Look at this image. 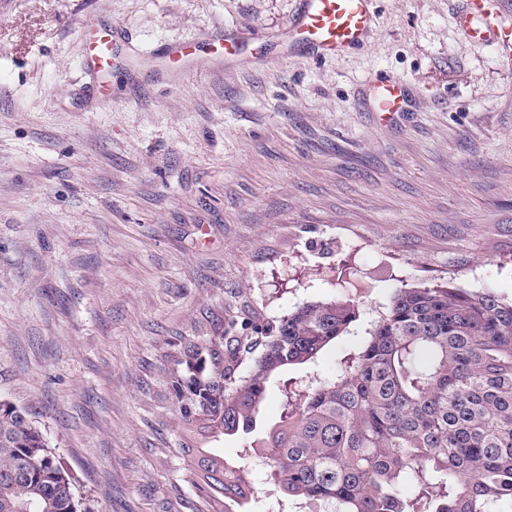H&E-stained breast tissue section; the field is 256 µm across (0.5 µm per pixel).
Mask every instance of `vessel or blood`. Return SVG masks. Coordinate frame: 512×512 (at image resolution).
I'll list each match as a JSON object with an SVG mask.
<instances>
[{
	"label": "vessel or blood",
	"mask_w": 512,
	"mask_h": 512,
	"mask_svg": "<svg viewBox=\"0 0 512 512\" xmlns=\"http://www.w3.org/2000/svg\"><path fill=\"white\" fill-rule=\"evenodd\" d=\"M372 0H302L299 20L288 31L291 41L326 55H337L361 44L372 23ZM502 13L482 10L479 0H472L462 20L468 38L493 41L502 45L512 42V30L502 22ZM85 42V65L100 76L97 92L101 100H109L110 88L103 77L112 70L114 44L122 33L118 27L101 26L85 20L81 23ZM164 55L172 71L196 56V46L184 43L165 49ZM373 109L383 114L400 111L404 87L397 78L376 82L372 86Z\"/></svg>",
	"instance_id": "vessel-or-blood-1"
}]
</instances>
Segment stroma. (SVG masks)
<instances>
[{
    "mask_svg": "<svg viewBox=\"0 0 512 512\" xmlns=\"http://www.w3.org/2000/svg\"><path fill=\"white\" fill-rule=\"evenodd\" d=\"M467 0H374L364 42L288 46L300 0H0V399L27 409L86 512H192L172 382L181 344L249 310L352 300L360 318L302 387L339 372L397 288L512 300V55L467 39ZM129 31L110 106L90 92L80 22ZM228 66L167 76L162 46L214 28ZM400 78L406 107L372 112ZM247 512L283 498L251 442Z\"/></svg>",
    "mask_w": 512,
    "mask_h": 512,
    "instance_id": "obj_1",
    "label": "stroma"
}]
</instances>
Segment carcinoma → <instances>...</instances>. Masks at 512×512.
<instances>
[{"label":"carcinoma","mask_w":512,"mask_h":512,"mask_svg":"<svg viewBox=\"0 0 512 512\" xmlns=\"http://www.w3.org/2000/svg\"><path fill=\"white\" fill-rule=\"evenodd\" d=\"M358 317L349 302L313 301L183 342L172 397L196 512H235L251 494L206 444L252 431L273 379ZM368 335L339 374L285 392L280 420L256 440L280 492L327 512H512V302L491 288H398ZM82 507L27 410L0 400V512Z\"/></svg>","instance_id":"cac0c4a2"}]
</instances>
